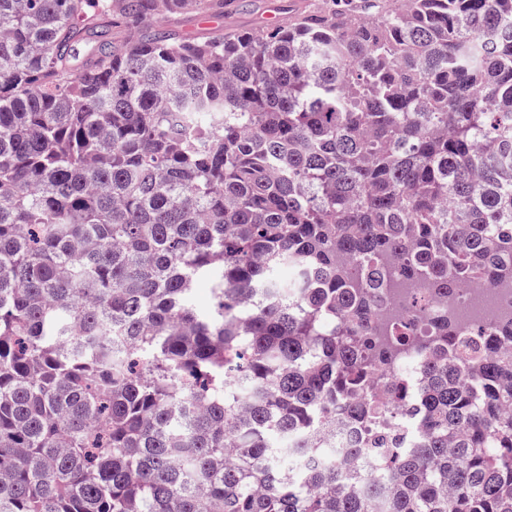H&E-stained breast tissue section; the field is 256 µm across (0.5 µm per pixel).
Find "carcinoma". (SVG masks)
Masks as SVG:
<instances>
[{"label": "carcinoma", "mask_w": 512, "mask_h": 512, "mask_svg": "<svg viewBox=\"0 0 512 512\" xmlns=\"http://www.w3.org/2000/svg\"><path fill=\"white\" fill-rule=\"evenodd\" d=\"M224 2L0 0V512H512V0ZM243 6L235 10H224L222 30L228 34L237 30L251 31L265 27L269 14V26L274 27L281 22L313 10L321 0H240ZM278 17H276V16ZM202 17V15H193L186 18L184 21L173 22L168 20L165 22V24L168 23L170 26L175 27L178 32L185 36L195 38L197 40H202L206 36L215 34L216 28H213L207 24L215 25L220 21L219 18L205 16L207 23L205 24L202 21ZM475 290V291H474ZM483 298V304L477 313L478 326H484L497 319L505 310L506 304L512 305V290L502 288H469L457 296L454 307L461 311L473 309L475 301Z\"/></svg>", "instance_id": "cac0c4a2"}]
</instances>
